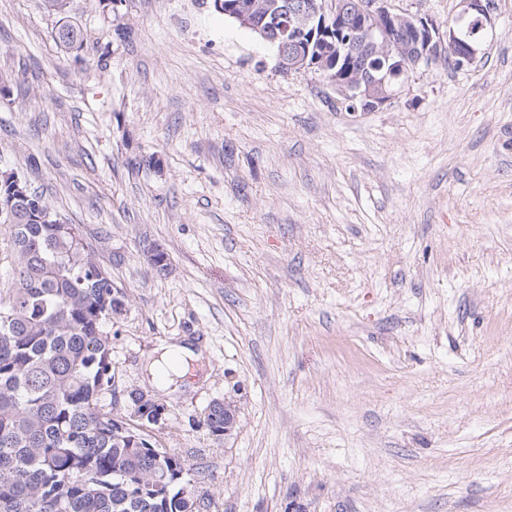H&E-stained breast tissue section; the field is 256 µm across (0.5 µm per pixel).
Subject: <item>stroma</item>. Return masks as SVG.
<instances>
[{
    "label": "stroma",
    "instance_id": "obj_1",
    "mask_svg": "<svg viewBox=\"0 0 512 512\" xmlns=\"http://www.w3.org/2000/svg\"><path fill=\"white\" fill-rule=\"evenodd\" d=\"M491 14L473 62L349 112L213 0H0V170L121 287L101 405L164 403L209 512H512V0ZM174 343L198 377L162 390ZM160 350L159 356L153 355L157 354L158 349L153 354L148 355V371L151 375V381L163 390L169 389L176 379L182 378L187 372L188 366L200 358V353L186 345L170 344L161 347ZM171 361L176 362L174 366L170 365ZM167 367L170 368V374L174 377L160 376L161 371ZM223 403L224 407L220 404L215 403ZM213 406L210 409V412L204 419V426L206 427L209 434L212 436H215L217 438H221L222 434L224 433V437L229 436L236 424L238 423V410L234 409V406H228V400L225 399L224 401H214L209 408ZM209 408L205 411L207 413L209 411ZM226 413V414H225ZM230 418V420H229Z\"/></svg>",
    "mask_w": 512,
    "mask_h": 512
}]
</instances>
